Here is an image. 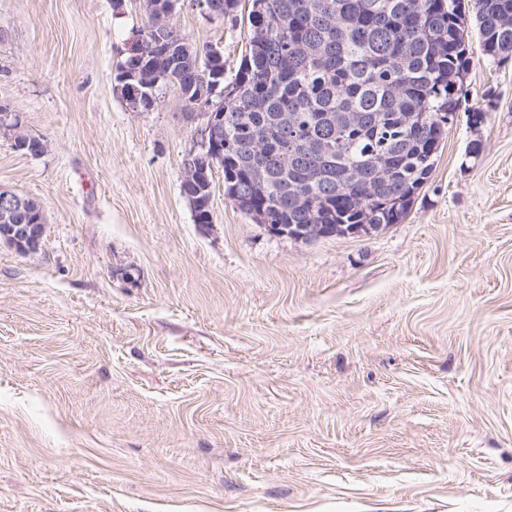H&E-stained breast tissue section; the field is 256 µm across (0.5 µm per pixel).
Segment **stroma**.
<instances>
[{
    "instance_id": "stroma-1",
    "label": "stroma",
    "mask_w": 512,
    "mask_h": 512,
    "mask_svg": "<svg viewBox=\"0 0 512 512\" xmlns=\"http://www.w3.org/2000/svg\"><path fill=\"white\" fill-rule=\"evenodd\" d=\"M247 13L168 22L230 79ZM147 23L143 0H0V186L46 222L34 253L0 242V512H512V59L470 34L409 213L308 244L219 168L195 224L204 118L116 80Z\"/></svg>"
}]
</instances>
